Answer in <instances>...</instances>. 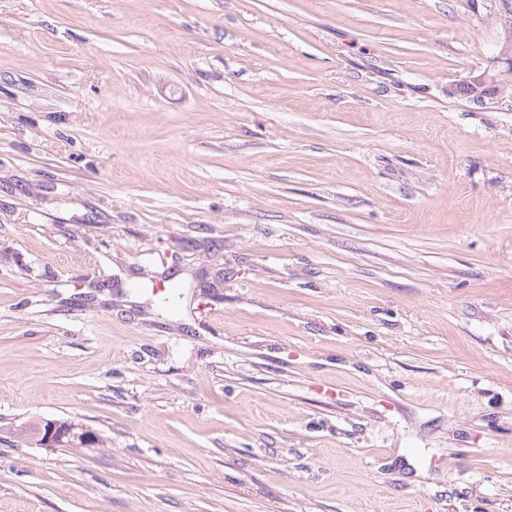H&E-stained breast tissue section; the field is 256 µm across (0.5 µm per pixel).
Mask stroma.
<instances>
[{"mask_svg": "<svg viewBox=\"0 0 512 512\" xmlns=\"http://www.w3.org/2000/svg\"><path fill=\"white\" fill-rule=\"evenodd\" d=\"M504 28L0 0V512H512ZM65 424L68 419H59ZM56 419H45L39 423V437H42V447L53 450L59 447L82 446L87 448L96 444V438L91 436L89 430L82 425L72 422L61 427V422ZM77 430H80L78 432Z\"/></svg>", "mask_w": 512, "mask_h": 512, "instance_id": "1", "label": "stroma"}]
</instances>
